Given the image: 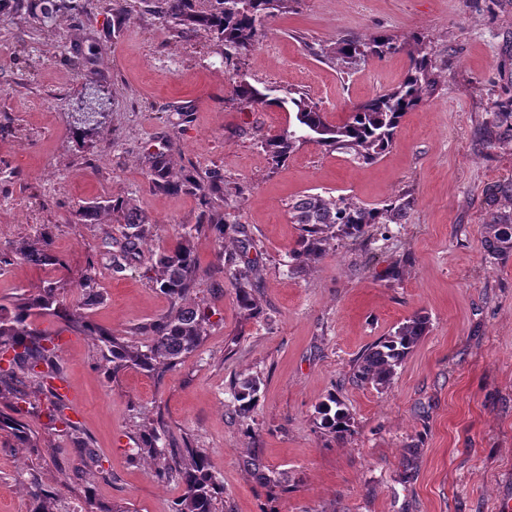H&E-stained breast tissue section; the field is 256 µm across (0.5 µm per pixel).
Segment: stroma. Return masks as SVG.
<instances>
[{
	"mask_svg": "<svg viewBox=\"0 0 512 512\" xmlns=\"http://www.w3.org/2000/svg\"><path fill=\"white\" fill-rule=\"evenodd\" d=\"M0 5V247L49 234L60 267L0 271V306L57 283L67 303L94 274L102 299L88 315L100 329L144 343L140 326L170 316L148 279L150 257L177 232L203 223L197 195L163 192L146 174L149 154L173 172L219 171L243 187L230 206L252 246L263 313L238 307L221 248L199 235L193 300L209 314L202 345L162 378L112 375L91 339L64 321L58 354L71 390L62 419L49 398L0 396V412L30 429L32 445L0 429V512H30L31 481L60 492L58 512H170L182 486L158 482L131 460L140 435L202 449L224 486L223 512H497L512 497V259H487L482 226L512 213V139L491 128L512 101V0H294L246 55L227 66L204 27L164 23L161 0H73L40 23ZM385 33L417 35L432 48L437 90L407 112L376 163L328 154L312 143L272 166L262 143L288 125L276 107L252 105L232 84L298 90L331 120L395 87L409 58L397 53L346 67L337 43ZM78 57L79 69L66 65ZM101 89L106 115L92 136L70 132L85 87ZM306 193L368 206L402 195L407 223L368 244L333 242L301 276L288 272L297 229L291 199ZM130 199L154 222L141 258L113 271L106 252L124 212L88 223L92 201ZM401 262L402 274L386 270ZM429 328L386 388L353 382L357 358L413 314ZM260 378L250 422L235 413L234 380ZM338 392L351 431L320 429L316 408ZM78 426L99 464L65 431ZM415 448L405 465L406 448ZM265 467L266 479L249 469Z\"/></svg>",
	"mask_w": 512,
	"mask_h": 512,
	"instance_id": "1",
	"label": "stroma"
}]
</instances>
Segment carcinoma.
<instances>
[{
  "instance_id": "obj_1",
  "label": "carcinoma",
  "mask_w": 512,
  "mask_h": 512,
  "mask_svg": "<svg viewBox=\"0 0 512 512\" xmlns=\"http://www.w3.org/2000/svg\"><path fill=\"white\" fill-rule=\"evenodd\" d=\"M216 7L199 14L193 9V0H164L160 14L164 21L190 28L202 25L214 32L224 43V64H233V58L250 51L268 22L288 12L291 0H215ZM405 52L410 64L404 78L392 89L378 94L358 105L343 121L332 122L327 113L305 93L288 91L278 95V89L267 86L260 91L241 82L236 85V96L248 103L276 106L288 112L292 122L280 133L268 137L263 148L271 161L279 166L286 162L297 148L314 143L325 153H343L361 164L377 162L393 144L404 115L420 106L436 90L438 80L433 71L431 52L418 40L399 41L391 35H377L366 42L342 40L336 46V55L382 59L390 54ZM491 124L500 134L512 137V107L500 105L492 113ZM147 177L155 188L177 192L191 184L198 192L199 201L207 208V221L184 231L168 249L156 254L151 268L156 275L152 285L177 306L175 314L139 328V334L150 337L145 346L132 343L125 336L96 331L82 309L97 303L101 296L87 278L78 284L83 302L69 307L59 297V288L51 283L40 289L34 302L17 305L10 313L0 308V354H11L7 367L0 368V395L48 393L55 399L57 410L64 407V399L54 388V381L64 380L58 355V331L40 329L30 321L36 307L47 315L68 320V328L87 336H96L105 361L112 363V375L127 368H136L149 376L161 377L176 368L195 352L206 336L208 316L197 305L188 301L194 291L199 267L193 244L194 234L208 232L219 243L243 233L240 222L231 213L210 210L212 195L223 181L215 173L207 182L179 177L170 170L167 155L152 154L147 160ZM127 210V232L118 242V250L110 253L109 262L119 272L125 264L135 260L141 245L152 234V220L129 205L124 199L93 201L82 207L80 215L92 222L110 210ZM291 223L298 229L293 263L289 273L302 274L307 267L323 259L331 241H356L384 224H400L406 220L410 201L390 198L380 207H367L344 198L325 197L308 193L294 199L289 206ZM485 252L495 260L512 256V216L495 214L483 225ZM52 241L43 235L32 243L18 247L0 248V269L24 262L34 266L56 264ZM224 270L234 282L236 302L247 315L257 317L262 308L257 297L258 288L254 269L239 266L237 252H224ZM428 329V319L414 315L400 324L394 332L381 338L357 359L353 379L360 384L384 388L392 383L399 367L418 344ZM260 380L240 379L232 385L235 411L248 420L259 401ZM320 428L342 439L351 427L350 412L345 404L331 393L317 407ZM159 435L149 431L141 437L134 459L151 465L153 476L161 482H176L184 494L172 506L171 512H219L224 501V485L215 480L205 452L188 448L183 458L177 448L158 445ZM32 512H56L59 490L47 489L36 483L31 492Z\"/></svg>"
}]
</instances>
